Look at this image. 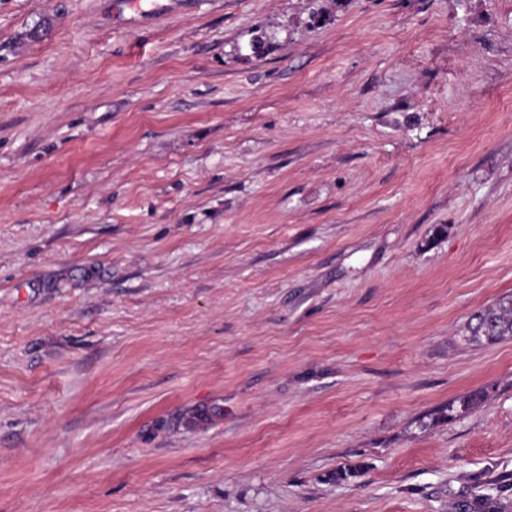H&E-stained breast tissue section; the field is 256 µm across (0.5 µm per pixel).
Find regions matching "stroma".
Returning a JSON list of instances; mask_svg holds the SVG:
<instances>
[{
  "label": "stroma",
  "instance_id": "1",
  "mask_svg": "<svg viewBox=\"0 0 512 512\" xmlns=\"http://www.w3.org/2000/svg\"><path fill=\"white\" fill-rule=\"evenodd\" d=\"M509 293L512 0H0V512H512ZM512 338V296L499 298L476 311L466 326L464 341L492 345Z\"/></svg>",
  "mask_w": 512,
  "mask_h": 512
}]
</instances>
